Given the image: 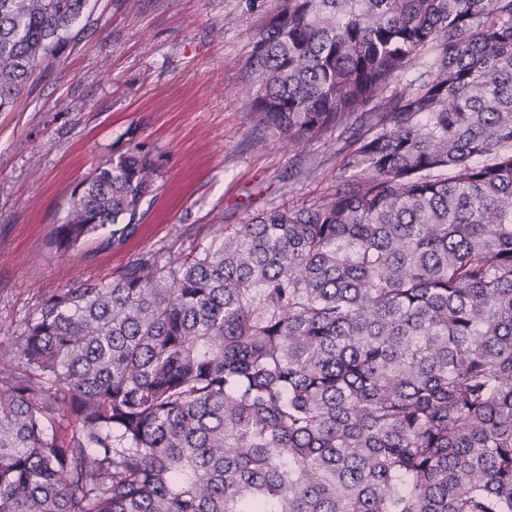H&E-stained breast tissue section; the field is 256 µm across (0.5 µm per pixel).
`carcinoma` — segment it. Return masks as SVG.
Masks as SVG:
<instances>
[{
  "label": "carcinoma",
  "mask_w": 512,
  "mask_h": 512,
  "mask_svg": "<svg viewBox=\"0 0 512 512\" xmlns=\"http://www.w3.org/2000/svg\"><path fill=\"white\" fill-rule=\"evenodd\" d=\"M88 2L0 0V112ZM246 66L292 138L359 114L356 178L43 299L0 349V512H512V0H277ZM127 136L56 250L139 231Z\"/></svg>",
  "instance_id": "1"
}]
</instances>
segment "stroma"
I'll return each mask as SVG.
<instances>
[{"mask_svg": "<svg viewBox=\"0 0 512 512\" xmlns=\"http://www.w3.org/2000/svg\"><path fill=\"white\" fill-rule=\"evenodd\" d=\"M276 0H90L60 60L0 112V345L42 299L129 261L162 265L210 245L216 225L309 206L351 176L339 130L302 139L244 102L254 35ZM160 156L164 185L122 248L48 244L74 186L126 149Z\"/></svg>", "mask_w": 512, "mask_h": 512, "instance_id": "35a3bbf8", "label": "stroma"}]
</instances>
